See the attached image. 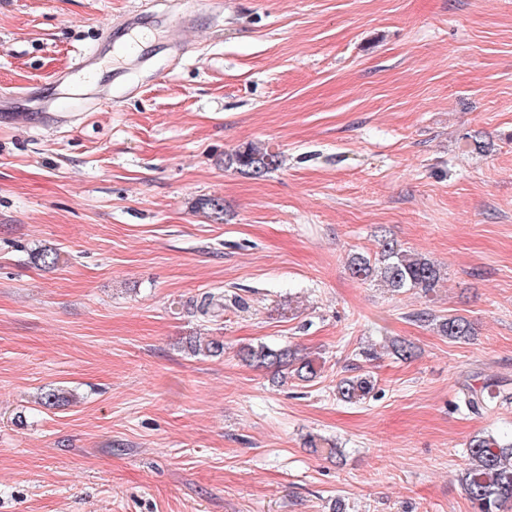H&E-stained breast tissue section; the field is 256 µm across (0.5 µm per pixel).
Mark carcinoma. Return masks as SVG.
I'll return each instance as SVG.
<instances>
[{"instance_id":"cac0c4a2","label":"carcinoma","mask_w":512,"mask_h":512,"mask_svg":"<svg viewBox=\"0 0 512 512\" xmlns=\"http://www.w3.org/2000/svg\"><path fill=\"white\" fill-rule=\"evenodd\" d=\"M279 156L267 149L250 144L224 154V168L258 179L278 167ZM202 209L216 223L224 222V203L219 198L200 202ZM30 261L43 269H52L59 262L55 248H40L30 253ZM353 277L373 281L393 293L418 290L429 295L443 280L442 267L427 256L407 251L393 239L379 240L374 258L354 254L348 261ZM202 317H217L224 311V296L204 294L194 305ZM420 321L435 326L437 332L455 342H467L474 336L473 323L460 314L436 316L428 312L417 314ZM185 348L195 356L221 357L224 341L217 337L186 338ZM392 354L408 360L415 354L412 343L405 339L391 341ZM239 360L249 367L263 370L280 382L289 379L310 382L318 370L315 360L291 346L270 347L263 343L248 345L237 351ZM377 380L369 371L346 376L336 383V398L347 403H360L375 390ZM499 380H487L482 386L466 385L460 402L472 414H483L490 409L492 399L501 396ZM467 467L458 475L459 483L477 512H512V437L477 434L467 445Z\"/></svg>"}]
</instances>
